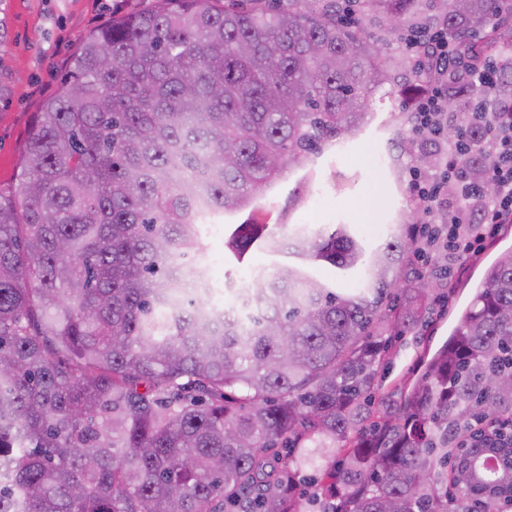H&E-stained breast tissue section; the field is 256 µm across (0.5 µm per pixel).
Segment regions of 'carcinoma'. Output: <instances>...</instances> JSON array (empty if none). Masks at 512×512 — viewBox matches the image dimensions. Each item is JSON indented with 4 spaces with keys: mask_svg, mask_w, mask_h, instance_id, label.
Instances as JSON below:
<instances>
[{
    "mask_svg": "<svg viewBox=\"0 0 512 512\" xmlns=\"http://www.w3.org/2000/svg\"><path fill=\"white\" fill-rule=\"evenodd\" d=\"M156 0L91 33L0 193V512H499L512 492L478 439L512 421V251L378 421L392 337L431 286L400 288L399 230L365 260L349 226L253 247L366 270L338 292L299 265L253 288L247 324L211 306L201 220L245 210L379 89L429 74L388 50L437 29L491 89L443 77L461 177L493 179L488 125L512 113V0ZM392 22L377 32L367 20ZM408 85L394 86L392 70ZM402 289L397 294L395 290ZM458 494L448 496V486Z\"/></svg>",
    "mask_w": 512,
    "mask_h": 512,
    "instance_id": "1",
    "label": "carcinoma"
}]
</instances>
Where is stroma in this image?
<instances>
[{
  "mask_svg": "<svg viewBox=\"0 0 512 512\" xmlns=\"http://www.w3.org/2000/svg\"><path fill=\"white\" fill-rule=\"evenodd\" d=\"M151 0H0V193H11L27 134L48 97L58 93L81 41L108 23L113 15L150 6ZM433 143L414 137L412 125L394 110L384 93L373 97L372 113L354 136L332 140L293 168L267 190L255 212L202 220L203 253L211 257V281L221 284L247 270L274 272L291 263L292 255L253 248L244 262L224 251V237L245 220L274 225L294 234L306 226L323 230L346 224L367 251L389 240L414 205L409 171ZM512 247V224L490 240L474 262L463 263L447 305H434L416 333L394 340L392 353L379 371L380 387L373 402L379 412L399 407L400 392L420 373L419 362L437 350L457 325L486 269Z\"/></svg>",
  "mask_w": 512,
  "mask_h": 512,
  "instance_id": "1",
  "label": "stroma"
}]
</instances>
